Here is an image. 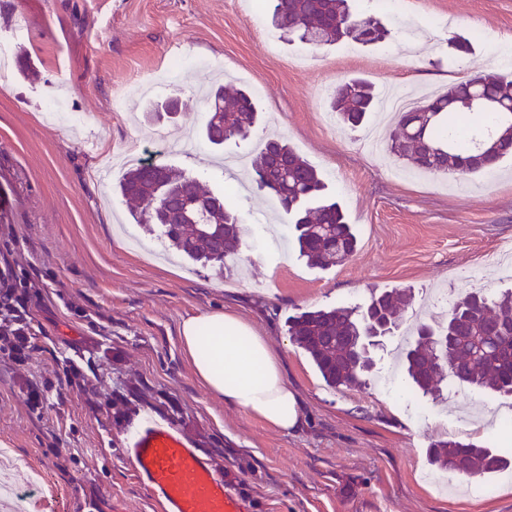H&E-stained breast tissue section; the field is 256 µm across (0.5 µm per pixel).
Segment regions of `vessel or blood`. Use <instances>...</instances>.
<instances>
[{"instance_id":"obj_1","label":"vessel or blood","mask_w":512,"mask_h":512,"mask_svg":"<svg viewBox=\"0 0 512 512\" xmlns=\"http://www.w3.org/2000/svg\"><path fill=\"white\" fill-rule=\"evenodd\" d=\"M124 455L160 512H253L252 501L225 481L209 458L173 425L134 418Z\"/></svg>"}]
</instances>
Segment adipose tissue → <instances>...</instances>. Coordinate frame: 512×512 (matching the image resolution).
<instances>
[{
  "mask_svg": "<svg viewBox=\"0 0 512 512\" xmlns=\"http://www.w3.org/2000/svg\"><path fill=\"white\" fill-rule=\"evenodd\" d=\"M180 337L196 377L210 391L274 429L298 425L297 397L277 355L250 323L206 311L184 319Z\"/></svg>",
  "mask_w": 512,
  "mask_h": 512,
  "instance_id": "obj_1",
  "label": "adipose tissue"
}]
</instances>
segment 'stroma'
<instances>
[{
	"label": "stroma",
	"mask_w": 512,
	"mask_h": 512,
	"mask_svg": "<svg viewBox=\"0 0 512 512\" xmlns=\"http://www.w3.org/2000/svg\"><path fill=\"white\" fill-rule=\"evenodd\" d=\"M387 31L371 45L313 46L273 26L270 0H0V226L22 270L50 272L29 304L27 366L0 357V501L18 512H159L123 456L132 418L173 424L255 512H512V464L454 489L436 486L431 445L472 442L512 460V431L457 417L512 415V398L461 385L439 400L400 399L393 352L416 323L434 320V288L458 297L512 286L497 258L512 248V161L465 180L401 167L362 127L325 124L339 83L426 93L461 78L512 73V0H352ZM499 43L502 55L491 52ZM176 56L206 67L166 72ZM248 89L261 118L248 139L216 150L199 134L200 88L220 78ZM179 97L175 118L156 105ZM284 137L321 172L358 233L359 248L326 271L306 266L276 199L225 159L248 158ZM196 176L223 196L263 243L226 268L174 258L139 234L136 204L115 191L123 153ZM411 289L395 336L373 349L361 388L328 387L292 343L285 321L303 310L364 303L371 290ZM222 310L250 323L278 355L299 404L300 427L280 431L211 393L195 376L180 326ZM50 381L42 411L23 379ZM112 402L111 412L99 411ZM49 487L32 490L37 471Z\"/></svg>",
	"instance_id": "35a3bbf8"
}]
</instances>
